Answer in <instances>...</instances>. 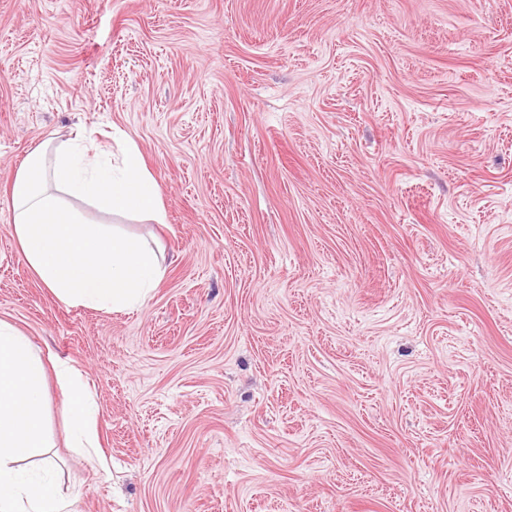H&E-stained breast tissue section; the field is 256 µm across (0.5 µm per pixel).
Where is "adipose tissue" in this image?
<instances>
[{
  "instance_id": "ef3b65f1",
  "label": "adipose tissue",
  "mask_w": 512,
  "mask_h": 512,
  "mask_svg": "<svg viewBox=\"0 0 512 512\" xmlns=\"http://www.w3.org/2000/svg\"><path fill=\"white\" fill-rule=\"evenodd\" d=\"M10 198L20 250L61 302L120 311L142 304L162 277L153 248L91 223L77 207L82 201L106 214L163 220L158 185L134 143H126L116 166L85 130L65 141L49 138L16 170ZM58 375L72 445L95 454L96 405L68 369ZM44 379V364L30 341L0 321V512H70L50 479L17 467L48 445Z\"/></svg>"
}]
</instances>
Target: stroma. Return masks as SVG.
<instances>
[{"instance_id": "35a3bbf8", "label": "stroma", "mask_w": 512, "mask_h": 512, "mask_svg": "<svg viewBox=\"0 0 512 512\" xmlns=\"http://www.w3.org/2000/svg\"><path fill=\"white\" fill-rule=\"evenodd\" d=\"M130 138L164 223L125 311L62 304L9 183ZM0 320L74 512H512V0H0ZM58 375L66 389L72 446L84 448L89 455H97L96 405L85 386L76 380L67 368L59 370Z\"/></svg>"}]
</instances>
